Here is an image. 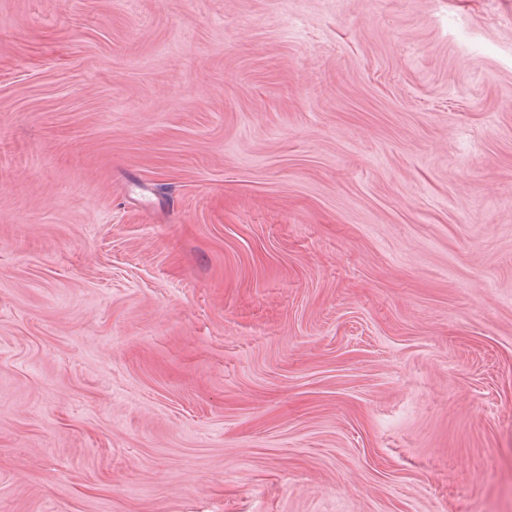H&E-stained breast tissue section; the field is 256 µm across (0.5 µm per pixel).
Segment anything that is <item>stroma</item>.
Returning <instances> with one entry per match:
<instances>
[{
  "mask_svg": "<svg viewBox=\"0 0 512 512\" xmlns=\"http://www.w3.org/2000/svg\"><path fill=\"white\" fill-rule=\"evenodd\" d=\"M0 512H512V0H0Z\"/></svg>",
  "mask_w": 512,
  "mask_h": 512,
  "instance_id": "35a3bbf8",
  "label": "stroma"
}]
</instances>
